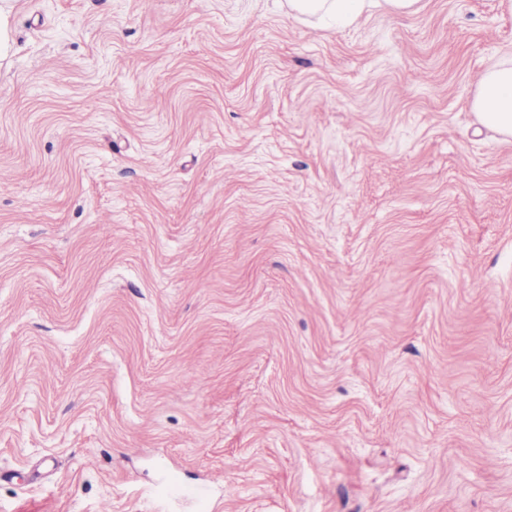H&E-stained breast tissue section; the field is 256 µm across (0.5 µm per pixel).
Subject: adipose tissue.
Here are the masks:
<instances>
[{"label":"adipose tissue","instance_id":"adipose-tissue-1","mask_svg":"<svg viewBox=\"0 0 512 512\" xmlns=\"http://www.w3.org/2000/svg\"><path fill=\"white\" fill-rule=\"evenodd\" d=\"M420 0H288L295 17L333 16L351 23L364 14L383 10L394 15L417 11ZM472 107L480 124L512 137V53L488 68L476 89Z\"/></svg>","mask_w":512,"mask_h":512}]
</instances>
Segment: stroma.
Listing matches in <instances>:
<instances>
[{"label":"stroma","mask_w":512,"mask_h":512,"mask_svg":"<svg viewBox=\"0 0 512 512\" xmlns=\"http://www.w3.org/2000/svg\"><path fill=\"white\" fill-rule=\"evenodd\" d=\"M0 512H512L500 0H8ZM420 0H289L288 13L293 17L336 16L348 23L374 10L394 15L412 14ZM472 108L482 126L512 137V53L484 72Z\"/></svg>","instance_id":"1"}]
</instances>
